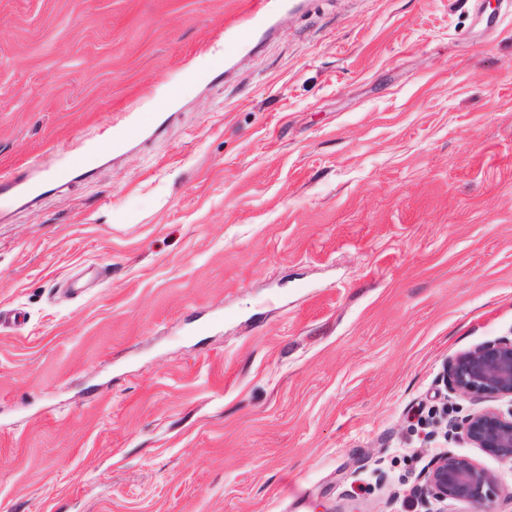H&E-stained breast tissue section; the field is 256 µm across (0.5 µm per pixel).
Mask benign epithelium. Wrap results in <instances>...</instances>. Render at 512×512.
Returning a JSON list of instances; mask_svg holds the SVG:
<instances>
[{
    "label": "benign epithelium",
    "instance_id": "obj_1",
    "mask_svg": "<svg viewBox=\"0 0 512 512\" xmlns=\"http://www.w3.org/2000/svg\"><path fill=\"white\" fill-rule=\"evenodd\" d=\"M443 381L462 398L505 400L507 409L489 406L455 422L453 428L476 448L512 462V338L467 350L445 367ZM421 502H482L497 496V486L476 461L450 451L422 474Z\"/></svg>",
    "mask_w": 512,
    "mask_h": 512
}]
</instances>
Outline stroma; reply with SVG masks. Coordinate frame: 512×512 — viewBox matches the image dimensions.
I'll list each match as a JSON object with an SVG mask.
<instances>
[{"instance_id":"stroma-1","label":"stroma","mask_w":512,"mask_h":512,"mask_svg":"<svg viewBox=\"0 0 512 512\" xmlns=\"http://www.w3.org/2000/svg\"><path fill=\"white\" fill-rule=\"evenodd\" d=\"M0 0V512H424L512 336V0ZM243 20H234L227 32L228 50L247 48L252 38L267 28L288 7V0H249ZM67 161L68 163L64 167L51 174L47 178L48 180H35L33 177L18 178L2 174L0 177V191L1 189L7 190L16 196L24 197L38 189L46 181L57 182V180H64L72 173V171H76L81 166L76 156H68Z\"/></svg>"}]
</instances>
